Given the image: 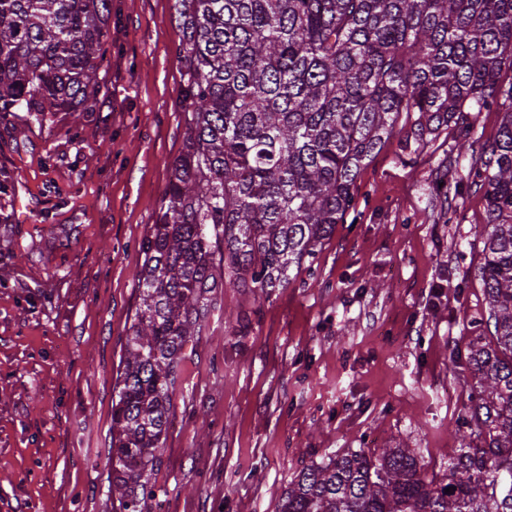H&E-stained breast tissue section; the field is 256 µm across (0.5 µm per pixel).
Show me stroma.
I'll use <instances>...</instances> for the list:
<instances>
[{"mask_svg":"<svg viewBox=\"0 0 512 512\" xmlns=\"http://www.w3.org/2000/svg\"><path fill=\"white\" fill-rule=\"evenodd\" d=\"M173 0H112L100 111L0 116V512H112V387L138 302L139 244L183 139ZM392 137L311 268L258 303L222 288L172 396L151 474L160 512H276L303 468L408 446L447 465L470 374L482 192L457 132ZM39 208L25 217L17 199Z\"/></svg>","mask_w":512,"mask_h":512,"instance_id":"obj_1","label":"stroma"}]
</instances>
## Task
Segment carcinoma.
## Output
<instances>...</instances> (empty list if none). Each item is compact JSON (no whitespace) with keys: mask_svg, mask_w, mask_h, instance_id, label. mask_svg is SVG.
I'll list each match as a JSON object with an SVG mask.
<instances>
[{"mask_svg":"<svg viewBox=\"0 0 512 512\" xmlns=\"http://www.w3.org/2000/svg\"><path fill=\"white\" fill-rule=\"evenodd\" d=\"M184 41L179 154L142 240L139 303L112 404L114 512H145L182 363L217 288L266 301L344 223L363 165L396 126L442 128L483 191L470 406L443 473L412 448L349 450L291 481L277 512H512V0H174ZM112 0H0V113L30 125L94 112L108 92ZM503 112L476 149L480 112ZM452 487V493L445 489Z\"/></svg>","mask_w":512,"mask_h":512,"instance_id":"obj_1","label":"carcinoma"}]
</instances>
